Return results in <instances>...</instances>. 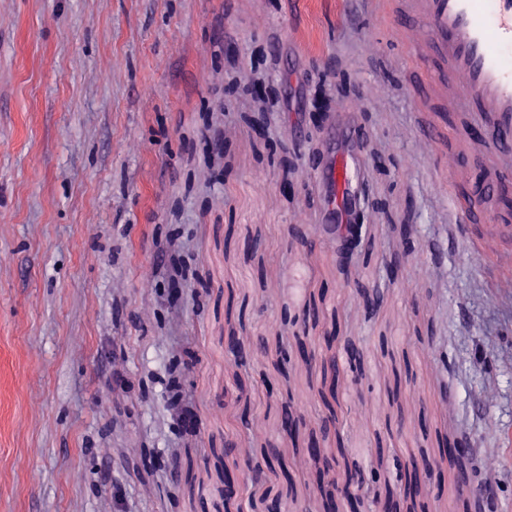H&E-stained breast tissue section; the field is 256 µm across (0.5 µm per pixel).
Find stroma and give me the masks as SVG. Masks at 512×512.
<instances>
[{"mask_svg":"<svg viewBox=\"0 0 512 512\" xmlns=\"http://www.w3.org/2000/svg\"><path fill=\"white\" fill-rule=\"evenodd\" d=\"M391 12L0 0V512H265L277 495L288 512H321L314 465L280 431L286 412L322 437L332 480L357 467L393 486L404 464L439 458L438 485L401 512H474L485 488L493 512H512V304L496 301L495 257L512 237L485 192L489 222H459V180L483 178L492 156L442 90L448 136L427 139L435 115L415 109L414 47L393 43ZM235 78L262 79L270 97L237 94L225 115ZM332 135L352 139L356 189L373 200L345 268L321 229ZM349 344L361 359L328 424L319 365ZM175 356L193 435L168 404ZM458 439L474 450L464 472L439 455ZM268 448L290 479L250 483ZM228 468L249 481L232 506Z\"/></svg>","mask_w":512,"mask_h":512,"instance_id":"obj_1","label":"stroma"}]
</instances>
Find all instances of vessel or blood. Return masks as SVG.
I'll list each match as a JSON object with an SVG mask.
<instances>
[{
    "instance_id": "vessel-or-blood-1",
    "label": "vessel or blood",
    "mask_w": 512,
    "mask_h": 512,
    "mask_svg": "<svg viewBox=\"0 0 512 512\" xmlns=\"http://www.w3.org/2000/svg\"><path fill=\"white\" fill-rule=\"evenodd\" d=\"M425 20L430 38L422 57L412 62L417 91L457 85L468 133H493V152L500 158L494 171L502 185H512V0H398L393 22L400 31Z\"/></svg>"
}]
</instances>
